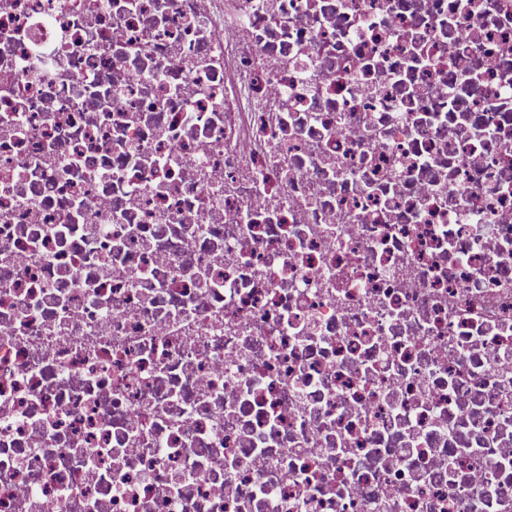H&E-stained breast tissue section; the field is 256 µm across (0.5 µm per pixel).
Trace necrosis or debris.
Here are the masks:
<instances>
[{
	"instance_id": "1",
	"label": "necrosis or debris",
	"mask_w": 512,
	"mask_h": 512,
	"mask_svg": "<svg viewBox=\"0 0 512 512\" xmlns=\"http://www.w3.org/2000/svg\"><path fill=\"white\" fill-rule=\"evenodd\" d=\"M0 512H512V0H0Z\"/></svg>"
}]
</instances>
